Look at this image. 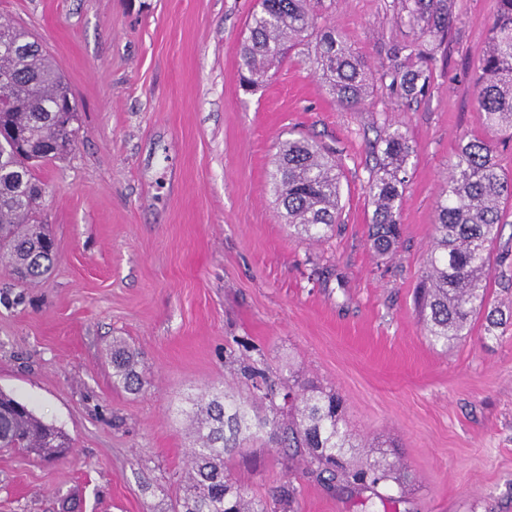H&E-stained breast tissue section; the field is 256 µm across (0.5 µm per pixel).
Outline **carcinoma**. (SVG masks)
Instances as JSON below:
<instances>
[{"label":"carcinoma","mask_w":512,"mask_h":512,"mask_svg":"<svg viewBox=\"0 0 512 512\" xmlns=\"http://www.w3.org/2000/svg\"><path fill=\"white\" fill-rule=\"evenodd\" d=\"M324 0H259L239 54L249 76L262 82L271 68L302 42L315 40L311 59L329 95L358 108L369 93L368 64L336 34L323 15ZM455 0H392L395 23L407 38L390 47L392 66L380 77L389 98L406 103L425 96L434 50L425 42L445 39L455 21ZM0 269L23 284L36 283L52 270L54 241L38 221L44 184L36 170L60 159L75 145L77 106L63 75L40 44L22 28L0 24ZM473 104L483 113L487 138L462 141L448 172V186L436 201L433 245L420 290V316L434 344L443 348L468 335L473 318L489 308L492 261L504 223L502 204L512 201V175L500 167L493 137H512V0H497L486 46L476 67ZM382 148L369 172L368 191L375 209L370 242L375 252L392 251L400 236L399 203L413 153L406 133L396 128L380 138ZM272 191L284 223L302 239L323 242L340 219L341 172L329 151L304 137L290 138L278 150L271 173ZM112 380L139 394L148 385L140 352L112 341ZM250 399L268 409L251 416L249 405L224 393L203 394L192 426L198 447L191 453L183 495L174 512H276L274 504L294 490L282 487L267 502L248 496L224 469L225 456L262 434L276 452L300 456L306 473L329 488L350 494L403 486L404 474L387 454L351 467L353 448L341 398L333 390L293 382L280 385L262 361L240 367ZM0 448L38 459L64 456L69 439L28 406L0 392Z\"/></svg>","instance_id":"cac0c4a2"}]
</instances>
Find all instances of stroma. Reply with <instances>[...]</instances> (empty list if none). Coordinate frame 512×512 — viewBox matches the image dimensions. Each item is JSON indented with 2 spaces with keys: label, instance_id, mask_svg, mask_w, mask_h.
<instances>
[{
  "label": "stroma",
  "instance_id": "obj_1",
  "mask_svg": "<svg viewBox=\"0 0 512 512\" xmlns=\"http://www.w3.org/2000/svg\"><path fill=\"white\" fill-rule=\"evenodd\" d=\"M389 2L329 10L375 79L406 33ZM495 7L464 0L424 99L376 93L353 110L313 73L310 43L241 86L257 0H0V21L39 40L78 109L74 149L38 172L54 269L25 287L0 270V391L72 450L43 463L0 451V512H62L67 498L74 512H170L194 446L184 411L206 392L247 395L246 355L273 379L338 392L353 457L383 446L407 476L351 497L262 440L225 460L249 496L294 488L288 512H512V223L490 278L506 323L478 315L442 349L414 304L448 169L462 138L486 134L472 86ZM394 128L413 154L401 238L382 258L367 180ZM292 131L342 166L340 221L322 243L291 236L274 203L272 161ZM116 338L143 354V393L112 384Z\"/></svg>",
  "mask_w": 512,
  "mask_h": 512
}]
</instances>
